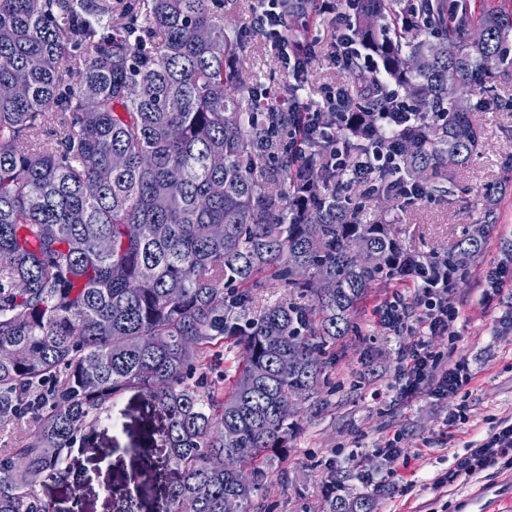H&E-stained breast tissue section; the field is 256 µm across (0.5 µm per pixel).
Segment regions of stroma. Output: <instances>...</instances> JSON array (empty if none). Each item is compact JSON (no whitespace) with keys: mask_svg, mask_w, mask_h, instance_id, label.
Masks as SVG:
<instances>
[{"mask_svg":"<svg viewBox=\"0 0 512 512\" xmlns=\"http://www.w3.org/2000/svg\"><path fill=\"white\" fill-rule=\"evenodd\" d=\"M254 0H227L224 18L243 36V65L258 93L292 98L294 81L267 38L250 26ZM315 55L301 100L322 108L327 88L350 85L349 74L331 61L335 32L329 14L312 29ZM492 93L470 97L484 147L457 174L461 187L451 201L422 199L405 208L375 197H356V220L383 218L396 225L407 251L424 255L448 250L478 218L486 195H499V221L483 253L465 276H452L448 298L457 315L447 330L427 336L429 351L467 358L472 382L456 396L401 394V355L415 346L414 329L425 314L414 283L401 285L407 324L385 330L380 311L391 290L374 289L357 315L354 331L336 347L334 390H323L327 408L302 414L288 447L271 452L264 501L270 512H323L324 492L369 496L376 512H512V470L492 466L473 476L449 480L467 448L490 433L496 421L512 418V290L485 300V273L503 263L512 267V65L502 66ZM465 405V423L448 427L456 405ZM161 421L136 392L125 393L103 418L91 447L76 451L72 481L85 484L83 512H125L130 476L142 459L131 446ZM397 440L399 455L380 456Z\"/></svg>","mask_w":512,"mask_h":512,"instance_id":"stroma-1","label":"stroma"}]
</instances>
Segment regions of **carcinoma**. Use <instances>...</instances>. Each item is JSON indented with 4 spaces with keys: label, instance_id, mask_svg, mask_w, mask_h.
I'll use <instances>...</instances> for the list:
<instances>
[{
    "label": "carcinoma",
    "instance_id": "obj_1",
    "mask_svg": "<svg viewBox=\"0 0 512 512\" xmlns=\"http://www.w3.org/2000/svg\"><path fill=\"white\" fill-rule=\"evenodd\" d=\"M221 2L0 0V86H23L0 96V427L35 423L0 451V512H55L38 486L68 481L75 448L130 390L164 418L162 512H262L268 451L298 430L291 397L324 411L336 344L370 290L423 287L484 250L466 232L444 254L409 253L393 223L359 224L351 202L454 195L482 146L457 92L491 88L512 9L342 0L380 74L352 69L349 118L323 108L305 134L299 97L259 100ZM313 2H278L304 68ZM393 85L414 88L415 118L390 141L397 166L358 179ZM294 129L298 154L274 138ZM340 150L345 171L326 163ZM267 281L291 299L251 318ZM226 341L239 356L216 390L207 358ZM325 497L329 512H371L334 485Z\"/></svg>",
    "mask_w": 512,
    "mask_h": 512
}]
</instances>
